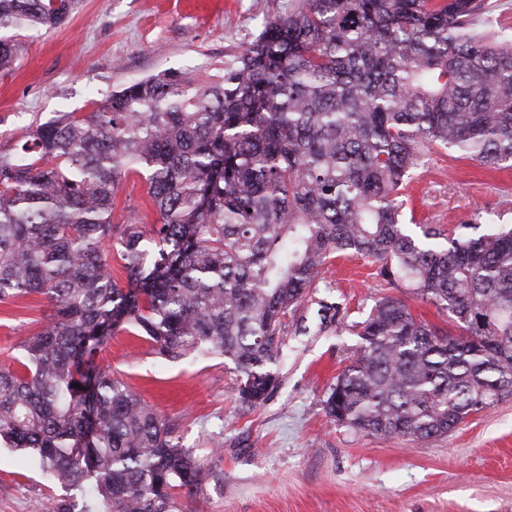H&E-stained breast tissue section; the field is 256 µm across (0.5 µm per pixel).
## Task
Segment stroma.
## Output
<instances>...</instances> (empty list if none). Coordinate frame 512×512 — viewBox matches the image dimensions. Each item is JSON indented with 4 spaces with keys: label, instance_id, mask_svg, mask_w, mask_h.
Masks as SVG:
<instances>
[{
    "label": "stroma",
    "instance_id": "stroma-1",
    "mask_svg": "<svg viewBox=\"0 0 512 512\" xmlns=\"http://www.w3.org/2000/svg\"><path fill=\"white\" fill-rule=\"evenodd\" d=\"M298 0H79L61 26L21 32L0 72V136L15 139L55 112H89L107 94L188 67L222 72L264 20ZM409 228L458 232L512 225V168L490 170L433 148L403 192ZM324 285L281 338L279 384L255 407L221 355L160 358L143 337L112 335L96 362L114 371L171 426L207 472L184 512H512V397L468 417L447 437L382 440L337 424L324 409L348 364L359 320L392 290L364 258L330 260ZM52 313L45 299L0 304V367ZM61 490L39 459L0 445V512H46Z\"/></svg>",
    "mask_w": 512,
    "mask_h": 512
}]
</instances>
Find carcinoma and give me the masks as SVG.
<instances>
[{"mask_svg":"<svg viewBox=\"0 0 512 512\" xmlns=\"http://www.w3.org/2000/svg\"><path fill=\"white\" fill-rule=\"evenodd\" d=\"M76 6L0 0V69L17 32L56 28ZM486 8L300 0L222 75L170 70L0 143V303L53 305L21 368H0V443L96 512H181L203 466L120 378L92 367L97 350L120 329L169 360L220 354L257 406L279 381L286 318L338 257L372 259L455 332L381 298L345 325L358 341L325 401L331 419L420 442L512 395V228L442 246L435 229L407 230L401 193L429 146L512 166V40L478 32ZM131 173L158 214L150 228L131 205L114 221Z\"/></svg>","mask_w":512,"mask_h":512,"instance_id":"cac0c4a2","label":"carcinoma"}]
</instances>
